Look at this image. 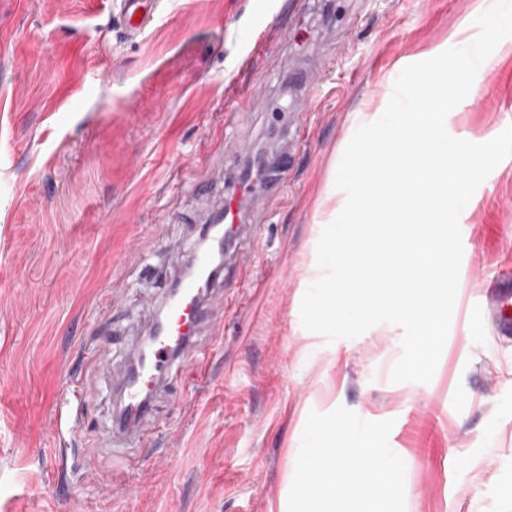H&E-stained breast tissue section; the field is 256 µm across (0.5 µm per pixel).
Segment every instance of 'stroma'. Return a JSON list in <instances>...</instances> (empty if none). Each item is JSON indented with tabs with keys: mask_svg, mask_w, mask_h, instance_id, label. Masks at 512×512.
I'll return each mask as SVG.
<instances>
[{
	"mask_svg": "<svg viewBox=\"0 0 512 512\" xmlns=\"http://www.w3.org/2000/svg\"><path fill=\"white\" fill-rule=\"evenodd\" d=\"M480 0H162L124 41L105 0H0V512H278L310 411L393 420L405 512H512V339L473 301L512 271V158L460 216L463 258L433 379L394 383L403 330L332 342L300 305L315 215L354 134L404 67L450 48ZM275 40L251 53L256 28ZM448 118L484 143L512 125V37ZM250 112L226 127L225 98ZM287 151V191L237 181ZM234 191L256 224L230 250L202 379L160 387L141 442L112 452L110 382ZM139 459L133 491L112 482Z\"/></svg>",
	"mask_w": 512,
	"mask_h": 512,
	"instance_id": "obj_1",
	"label": "stroma"
}]
</instances>
